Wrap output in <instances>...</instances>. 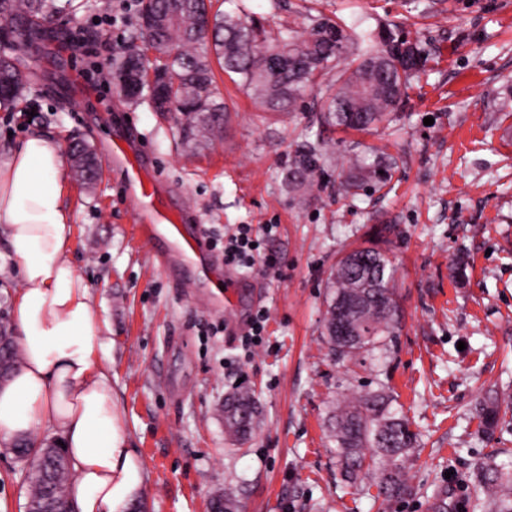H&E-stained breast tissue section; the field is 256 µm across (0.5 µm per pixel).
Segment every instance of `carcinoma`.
<instances>
[{
	"instance_id": "obj_1",
	"label": "carcinoma",
	"mask_w": 512,
	"mask_h": 512,
	"mask_svg": "<svg viewBox=\"0 0 512 512\" xmlns=\"http://www.w3.org/2000/svg\"><path fill=\"white\" fill-rule=\"evenodd\" d=\"M147 9L168 17L167 27L148 37L155 65H149L147 48L132 41L105 78L120 86L128 76V64L135 61L134 77L148 91L153 76L163 74L180 111L163 110L161 115L177 122L189 148L213 141L228 119L212 68L214 60L236 86L268 111L288 110L314 89L320 96L322 126L361 132L392 120L407 90L425 74L428 61L423 44L403 35L395 24L372 30L361 21L348 26L320 12L310 13L303 35L289 28L258 31L246 0H235L230 12L214 7L213 0H140L139 12ZM206 11L211 14V27L203 30L196 20ZM52 12V0H0V28L14 22L26 28L41 26ZM272 57L284 60L281 72L268 66ZM0 83L14 88L13 93L0 96V105L5 106L30 85L31 76L3 55ZM71 160L81 180L92 183L98 178L101 166L87 143H75ZM334 162L335 155L326 146H307L296 152L288 174L295 186L314 190L326 184ZM395 165L393 160L379 159L355 164L335 188L352 197L360 190L389 192ZM329 288L324 336L336 355L354 357L394 335L398 306L388 253L372 247L346 252L331 274ZM390 402L389 393L379 388L344 398L329 418L344 479L354 483L370 475L388 505L409 491L402 465L418 442L409 419L393 414ZM253 419V403L246 393L224 405V422L234 434L246 431ZM497 420V405L485 402L481 409L484 431L492 430ZM13 452L29 496L38 497L48 484L55 487L58 499L69 496L72 472L62 449L48 448L44 440L21 439ZM475 486L489 493L492 512H512V474L486 464L477 472Z\"/></svg>"
}]
</instances>
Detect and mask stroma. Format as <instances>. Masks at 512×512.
I'll return each instance as SVG.
<instances>
[{"label":"stroma","mask_w":512,"mask_h":512,"mask_svg":"<svg viewBox=\"0 0 512 512\" xmlns=\"http://www.w3.org/2000/svg\"><path fill=\"white\" fill-rule=\"evenodd\" d=\"M51 33L0 42L34 79L0 108V162L29 134L93 146L102 174L83 184L65 170L74 213L70 260L89 283L101 321L120 422L146 473L148 512H210L232 488L241 512H379L371 479L347 483L328 417L336 399L378 387L407 415L419 446L405 463L411 495L390 512H428L447 489L450 512H490L474 487L480 465L512 472V0H251L265 27L302 30L305 8L369 27L395 23L426 44L430 71L389 128L329 132L314 95L287 112L257 108L231 80L220 88L230 121L193 151L177 126L101 80L138 35L137 0L66 9ZM433 125H424V118ZM332 141L344 166L366 147L397 157L394 188L350 199L332 188L293 192L285 169L305 143ZM122 144L144 157L163 203L202 233L201 265L159 257L139 238L122 176ZM276 225L265 253L278 263L224 279L225 232ZM377 246L395 266L399 324L386 346L338 360L322 337L327 284L345 251ZM464 257V277L450 265ZM264 346L241 337L259 307ZM250 391L259 419L243 440L227 435V395ZM496 400L499 421L478 430L476 410ZM28 487L0 452V512H24Z\"/></svg>","instance_id":"1"}]
</instances>
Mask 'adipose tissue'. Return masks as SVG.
<instances>
[{
	"label": "adipose tissue",
	"instance_id": "adipose-tissue-1",
	"mask_svg": "<svg viewBox=\"0 0 512 512\" xmlns=\"http://www.w3.org/2000/svg\"><path fill=\"white\" fill-rule=\"evenodd\" d=\"M62 144L31 133L0 164V235L20 272L12 321L21 362L0 383V444L51 429L63 442L73 512H127L142 465L120 424L112 374L98 357L91 291L69 259Z\"/></svg>",
	"mask_w": 512,
	"mask_h": 512
}]
</instances>
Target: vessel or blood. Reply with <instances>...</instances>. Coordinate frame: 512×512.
Returning a JSON list of instances; mask_svg holds the SVG:
<instances>
[{
    "label": "vessel or blood",
    "instance_id": "b4317fda",
    "mask_svg": "<svg viewBox=\"0 0 512 512\" xmlns=\"http://www.w3.org/2000/svg\"><path fill=\"white\" fill-rule=\"evenodd\" d=\"M149 168L145 162L124 167V180L132 190V198L136 208L146 219L139 231L150 240H163L187 262L198 259L200 240L188 235L182 218L172 217L162 206L154 189L147 185L144 174Z\"/></svg>",
    "mask_w": 512,
    "mask_h": 512
}]
</instances>
